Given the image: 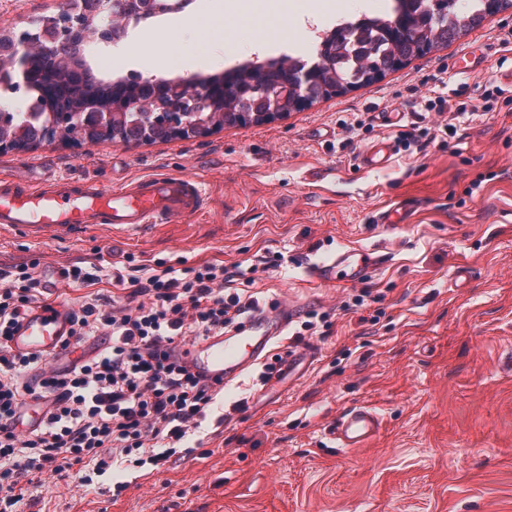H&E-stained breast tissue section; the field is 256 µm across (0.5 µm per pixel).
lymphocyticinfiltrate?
Returning a JSON list of instances; mask_svg holds the SVG:
<instances>
[{
	"mask_svg": "<svg viewBox=\"0 0 512 512\" xmlns=\"http://www.w3.org/2000/svg\"><path fill=\"white\" fill-rule=\"evenodd\" d=\"M285 257L270 252L249 268L205 262L192 268L167 263L123 267L89 264L62 269L59 276L88 287L100 282L125 286L137 305L90 294L75 306L80 338L104 343L95 356L42 378L39 355L15 356L6 340L17 320L46 293L50 283L35 264L0 266V512H14L20 479L43 485L75 475L92 486L113 477V496L129 467L159 469L182 458L199 437L218 394L172 361L168 346L197 342L240 328L257 300L236 292L238 281L258 268H279ZM52 396L54 406L38 433L17 432L26 402Z\"/></svg>",
	"mask_w": 512,
	"mask_h": 512,
	"instance_id": "lymphocytic-infiltrate-1",
	"label": "lymphocytic infiltrate"
}]
</instances>
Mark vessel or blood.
I'll use <instances>...</instances> for the list:
<instances>
[{"label": "vessel or blood", "mask_w": 512, "mask_h": 512, "mask_svg": "<svg viewBox=\"0 0 512 512\" xmlns=\"http://www.w3.org/2000/svg\"><path fill=\"white\" fill-rule=\"evenodd\" d=\"M395 150L394 142L379 139L361 154L359 166L370 172L381 171L388 167ZM203 202L202 182L184 175L146 177L112 191L92 180L76 186L58 179L36 190L0 181V228L40 241L71 238L90 229L137 235L158 221L186 220ZM377 262L373 251L349 248L311 263L309 271L326 283L340 275L359 282ZM72 312V304L63 301L31 308L12 332L11 352L40 355L41 374L50 376L57 368L63 344L73 338ZM296 315V307L282 300L254 311L237 331L177 346L175 355L213 390L225 391L266 355L272 341ZM380 428L379 414L370 406L359 405L337 418L329 436L337 447L351 450L363 447Z\"/></svg>", "instance_id": "obj_1"}]
</instances>
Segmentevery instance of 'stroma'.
I'll use <instances>...</instances> for the list:
<instances>
[{"instance_id": "35a3bbf8", "label": "stroma", "mask_w": 512, "mask_h": 512, "mask_svg": "<svg viewBox=\"0 0 512 512\" xmlns=\"http://www.w3.org/2000/svg\"><path fill=\"white\" fill-rule=\"evenodd\" d=\"M190 26L168 14L150 29L169 37L171 65L201 59L217 45L222 60L202 62L211 78L307 49L311 25L333 29L345 17H390V0H223ZM66 0H0V32L51 16ZM475 52L474 70L456 57ZM512 69V8L486 17L448 46L413 58L379 81L320 99L284 118L211 129L155 143L63 141L0 153V179L29 186L64 177L112 189L140 177L189 175L205 188L193 218L155 224L141 236L88 233L37 241L0 230V261L55 269L113 253L138 263L191 268L251 264L281 252L286 269L260 273L249 291L329 316L308 341L320 353L270 383L249 370L224 407L247 398L224 426L208 423L200 450L161 469H138L120 496L74 479L27 485L17 512H512V89L493 112L485 90ZM464 89L472 115L463 132L426 152L398 146L391 167L359 166L375 140L397 142L382 112L424 115L431 130L456 112L430 111L437 78ZM372 117L352 144L341 121ZM412 206L400 224L380 212ZM349 247L383 256L358 283H324L313 261ZM471 278L454 287L457 268ZM372 298L356 306L361 291ZM374 407L379 433L364 447L338 450L328 436L356 405Z\"/></svg>"}]
</instances>
